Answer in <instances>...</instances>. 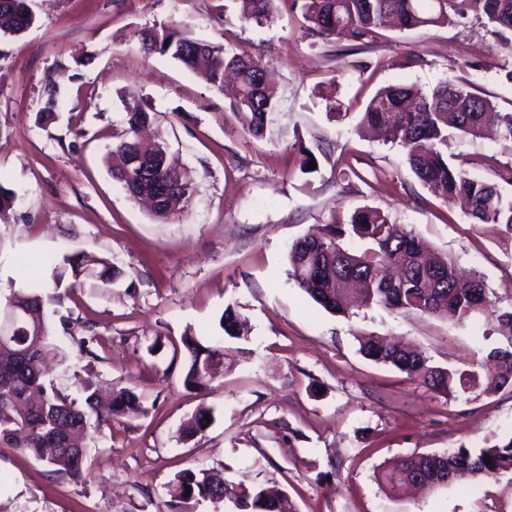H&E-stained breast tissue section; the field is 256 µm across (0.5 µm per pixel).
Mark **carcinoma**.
Returning a JSON list of instances; mask_svg holds the SVG:
<instances>
[{
  "label": "carcinoma",
  "mask_w": 512,
  "mask_h": 512,
  "mask_svg": "<svg viewBox=\"0 0 512 512\" xmlns=\"http://www.w3.org/2000/svg\"><path fill=\"white\" fill-rule=\"evenodd\" d=\"M301 6L311 30L329 40L365 43L390 20L401 30L448 25L473 10L499 39L512 35V0H283ZM274 0H245L250 10L243 19L262 24L270 21ZM35 22L26 0H0V35L17 37ZM146 57L170 56L188 70L200 59L210 58L202 79L214 90L224 88V71L236 73L238 94L229 110L250 136L263 139L269 132V116L275 110V92L256 78L266 75L261 61L246 52L226 51L184 35L173 26L152 27L139 34ZM150 113L137 101L127 105L128 128L112 147L121 159L113 177L121 184L145 158L157 163L167 195L163 206L154 209L156 218L167 221L187 207L192 196L189 174L172 168L160 142L140 137ZM360 126L380 131L385 140L402 146L411 174L423 186L446 201L461 200L465 215L476 225L496 229L512 239V195L499 184L474 178L445 152L448 129L477 137L487 130L498 139L512 141V112H501L489 100L474 94L470 87L444 80L425 91L414 85L394 84L380 89L362 112ZM289 274L323 309L348 314L345 286H350L358 306L414 311L445 316L459 323L475 314L486 313L487 324L498 327V335L512 342V310L494 307L484 279L478 273L463 276L455 261L432 257L417 236L403 224H396L381 211L362 207L350 217L349 227L327 224L322 232L297 239L289 248ZM54 301L35 288H21L6 298L0 322V441H16V446L44 462L50 472L79 481L87 475L86 451L67 446L71 434L117 418L132 419L143 413L140 397L131 389L115 392L101 407L92 384L82 387V399L62 394L44 379L42 359L52 349L51 331L45 306ZM27 306L28 314L16 312ZM243 319L232 306L224 309L220 328L230 338H240ZM359 352L390 365L410 377H418L449 398L457 399L472 390L484 394L512 387V350L491 349L487 358L493 368L480 372L434 367L430 358L416 347L359 336ZM186 361L184 385L205 391L216 375L200 368L207 360L224 355L223 348L205 346L196 337L182 338ZM211 410L200 405L181 428V437L190 440L206 431ZM512 471V435L478 451L458 448L442 454L412 456L378 474L387 487L406 485L416 475L424 476L423 486L469 484L478 478ZM224 487V476L211 470L183 469L170 483L176 501L209 500ZM226 498L239 512H288L284 493L276 486H248L241 482L226 491Z\"/></svg>",
  "instance_id": "obj_1"
}]
</instances>
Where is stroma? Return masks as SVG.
<instances>
[{
    "instance_id": "stroma-1",
    "label": "stroma",
    "mask_w": 512,
    "mask_h": 512,
    "mask_svg": "<svg viewBox=\"0 0 512 512\" xmlns=\"http://www.w3.org/2000/svg\"><path fill=\"white\" fill-rule=\"evenodd\" d=\"M35 23L0 35V300L20 288L16 258L57 294L50 316L56 387L77 395L135 391L144 412L90 431L84 482L0 442V512H224L220 503L173 501L168 484L191 468L231 483L277 486L288 512H512V472L476 486L385 493L379 468L461 446L477 450L512 433V388L456 399L367 359L363 335L410 341L434 366L467 369L505 341L484 316L460 324L408 311H325L290 276L287 249L368 206L406 225L435 252L478 272L497 308H512V241L479 227L409 172L402 147L358 133L380 88L429 90L453 79L512 111V45L476 16L440 27L384 29L355 46L312 35L301 8L278 4L271 22L243 21L240 0H27ZM173 25L223 49L259 57L276 88L274 137L249 136L226 95L176 60L145 57L137 33ZM61 106L43 114L42 91ZM147 104L151 130L193 177L187 208L167 222L131 199L106 157L127 127L126 103ZM311 151L315 172L301 158ZM448 155L493 182L512 166V143L452 130ZM76 253L119 269L101 283L47 280L45 257ZM247 319L225 339L224 374L198 393L175 354L185 331L219 335L226 306ZM98 337L96 357L79 341ZM206 432L179 430L199 405Z\"/></svg>"
}]
</instances>
